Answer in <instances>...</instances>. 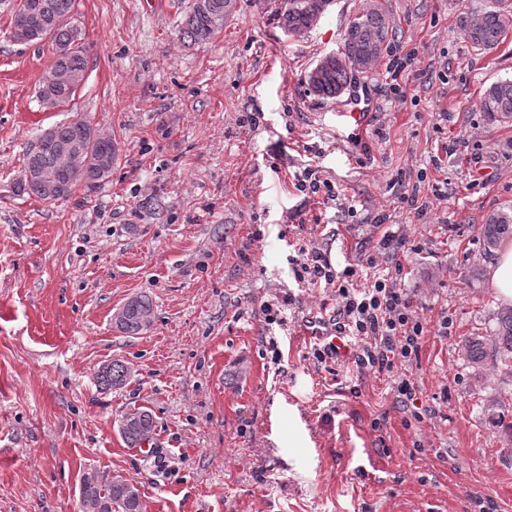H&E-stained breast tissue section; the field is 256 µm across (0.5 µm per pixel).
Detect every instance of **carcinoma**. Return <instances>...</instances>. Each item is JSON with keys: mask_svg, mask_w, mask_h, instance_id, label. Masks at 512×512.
<instances>
[{"mask_svg": "<svg viewBox=\"0 0 512 512\" xmlns=\"http://www.w3.org/2000/svg\"><path fill=\"white\" fill-rule=\"evenodd\" d=\"M50 21L43 29L29 34L21 31V9L13 11L6 34L17 44L47 40L54 56L45 76L38 84L36 100L45 111L61 110L73 104L82 88L87 60L82 42V31L76 24L77 0H39ZM322 0H283L279 15L281 28L289 35L310 28L320 13ZM235 0H190L184 16L183 37L202 42L215 37L224 25V17L234 8ZM467 41L476 49L489 51L499 46L506 32L512 28V0H492L490 9L471 20L460 19ZM393 37L387 14L380 5L349 21L343 37L342 50L333 62L307 74L311 94L322 100H335L360 75L377 62ZM480 110L502 123L512 121V79L498 81L489 86L480 99ZM82 123L75 119L48 128L51 146L34 152L27 150L24 158L20 191L38 195L37 180H56L63 161L59 148L74 141L81 143V152L71 155L73 176L61 182L56 199L71 194L73 187L83 182L96 187L106 182L112 173V164L104 166L98 160L112 154V138L81 130ZM482 257L491 258L499 245L512 239V210L489 214L478 232ZM153 303L150 297L138 295L125 304L124 320L118 325L120 332L139 335L152 323ZM494 326L486 336H468L464 340L467 360L480 368L490 364L512 378V307L494 312ZM130 377V367L119 360L101 366L96 382L102 390H119ZM122 418L128 425L119 428L120 435L130 448L142 446L147 435H155L152 413L142 407L126 411ZM82 512H143L139 489L121 476L93 473L81 491Z\"/></svg>", "mask_w": 512, "mask_h": 512, "instance_id": "cac0c4a2", "label": "carcinoma"}]
</instances>
